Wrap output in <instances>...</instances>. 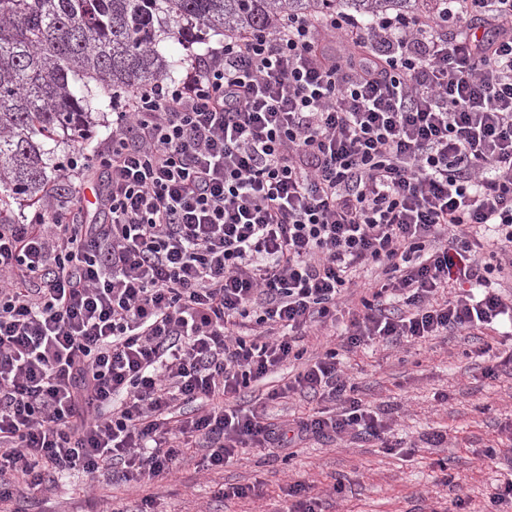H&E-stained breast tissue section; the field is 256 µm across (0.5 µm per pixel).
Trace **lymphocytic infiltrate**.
<instances>
[{
	"instance_id": "obj_1",
	"label": "lymphocytic infiltrate",
	"mask_w": 512,
	"mask_h": 512,
	"mask_svg": "<svg viewBox=\"0 0 512 512\" xmlns=\"http://www.w3.org/2000/svg\"><path fill=\"white\" fill-rule=\"evenodd\" d=\"M88 224L50 196L0 224V502L111 471L140 488L318 435L382 439L337 350L512 319V0L285 16L113 113ZM490 249L495 267L457 261ZM303 360L293 380L275 375ZM300 393L275 423L239 400ZM267 413L273 418L275 422L286 421L291 419L295 414H301L302 412H306L311 408H322V403H317L316 401L311 402L309 398L300 396L298 393L291 394L290 399H280L274 402H267Z\"/></svg>"
}]
</instances>
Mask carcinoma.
Returning a JSON list of instances; mask_svg holds the SVG:
<instances>
[{
    "label": "carcinoma",
    "mask_w": 512,
    "mask_h": 512,
    "mask_svg": "<svg viewBox=\"0 0 512 512\" xmlns=\"http://www.w3.org/2000/svg\"><path fill=\"white\" fill-rule=\"evenodd\" d=\"M423 0H0V224L12 203L38 200L58 131L83 139L115 100L172 77L190 49L215 33L272 28L285 11L371 19L416 13ZM103 90L101 97L89 83Z\"/></svg>",
    "instance_id": "obj_1"
}]
</instances>
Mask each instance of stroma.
Masks as SVG:
<instances>
[{
	"label": "stroma",
	"instance_id": "1",
	"mask_svg": "<svg viewBox=\"0 0 512 512\" xmlns=\"http://www.w3.org/2000/svg\"><path fill=\"white\" fill-rule=\"evenodd\" d=\"M491 345L504 363L484 375L474 351ZM512 337L486 331L454 332L426 344L340 352L338 359L363 403L387 424L384 441L362 436L344 441L311 439L294 456L256 450L220 471L189 463L177 477L151 486L159 512H279L289 483L303 481L324 498L325 512H450L456 497L469 499L472 512H487L493 483L508 470L490 448L512 441ZM447 395L440 404L439 395ZM447 431L444 447L427 435ZM452 482H444V474ZM342 493H334L336 481ZM257 485L262 499L221 498L229 485ZM141 495L111 475L95 486L70 473L52 491L20 490L8 512H104L107 505L135 508Z\"/></svg>",
	"mask_w": 512,
	"mask_h": 512
}]
</instances>
